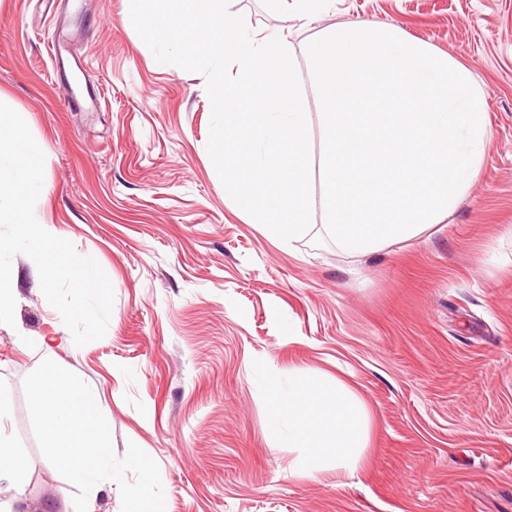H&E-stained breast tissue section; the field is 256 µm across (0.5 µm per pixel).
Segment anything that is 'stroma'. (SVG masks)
<instances>
[{"label": "stroma", "instance_id": "stroma-1", "mask_svg": "<svg viewBox=\"0 0 512 512\" xmlns=\"http://www.w3.org/2000/svg\"><path fill=\"white\" fill-rule=\"evenodd\" d=\"M129 5L0 0V95L45 154L40 213L115 291L102 339L21 352L16 329H68L17 256L0 387L28 468L21 485L0 481V502L74 512L23 389L50 358L91 387L116 456L133 443L157 462L166 512H512V0H331L312 23L397 26L488 93L493 136L449 222L362 259L313 244L318 223L279 243L225 201L206 80L158 66ZM61 26L87 61L77 82L51 75ZM292 368L366 403L354 476L300 477L267 432V384Z\"/></svg>", "mask_w": 512, "mask_h": 512}]
</instances>
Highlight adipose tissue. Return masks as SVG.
Here are the masks:
<instances>
[{
    "label": "adipose tissue",
    "mask_w": 512,
    "mask_h": 512,
    "mask_svg": "<svg viewBox=\"0 0 512 512\" xmlns=\"http://www.w3.org/2000/svg\"><path fill=\"white\" fill-rule=\"evenodd\" d=\"M268 393L272 411L267 430L294 452L297 473L316 479L333 472L342 478L360 468L368 446L369 412L355 392L294 368L270 384Z\"/></svg>",
    "instance_id": "adipose-tissue-1"
}]
</instances>
